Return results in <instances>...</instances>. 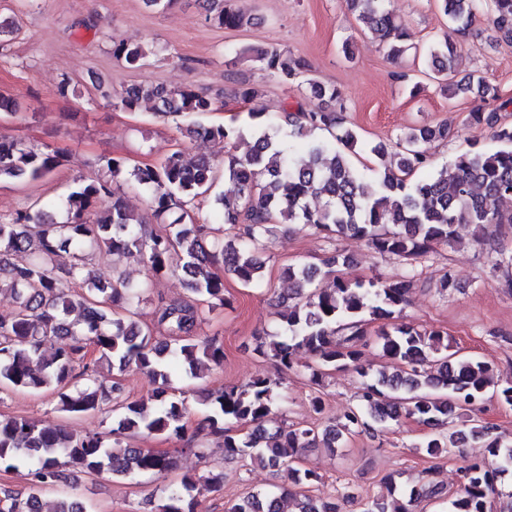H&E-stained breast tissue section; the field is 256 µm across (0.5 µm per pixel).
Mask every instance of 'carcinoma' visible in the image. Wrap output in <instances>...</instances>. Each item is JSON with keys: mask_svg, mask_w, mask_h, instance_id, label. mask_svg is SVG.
Returning <instances> with one entry per match:
<instances>
[{"mask_svg": "<svg viewBox=\"0 0 512 512\" xmlns=\"http://www.w3.org/2000/svg\"><path fill=\"white\" fill-rule=\"evenodd\" d=\"M436 2L459 41L438 40L423 51L408 43L405 25L390 0H345V6L392 60L421 51L429 76L448 95L475 88L482 101L496 103L469 114L471 123L489 127L502 143L494 152L462 154L451 169L413 179L412 174L430 164L431 144L451 136L445 124H424L397 138L392 153L383 142L371 148L381 160L393 154L395 167L384 169L368 186L348 156L336 149L338 142L351 148L359 140L357 131L331 107L338 90L309 77L311 69L288 50L260 48L251 54L260 71L309 90L327 105L285 109L274 122L263 109L253 107L252 124L243 132L224 125H182L187 114L214 111V102L189 86L131 85L112 95L113 107L126 112L146 108L169 119L187 138L239 143L249 135L245 152L224 159V179L234 185V192L215 196L218 208L209 216L196 218V209L215 187L217 170L205 156L186 158L182 148L156 164L132 166L121 157L100 158L95 171L77 180L62 223L51 213L52 205L37 202L0 215V292L8 287L16 302L12 315L0 316V391H52L58 409L71 417L110 403L118 417L116 427L105 434L77 437L64 427H41L22 417L0 415V471L23 469L30 484L25 496L3 491L0 512H41V493L67 481L70 469L117 477H163L172 472L176 461L169 455L130 446L128 440L140 435H173L185 450L196 451L199 428L189 423L187 401L173 386V377L198 378L204 360L223 366V346L195 330L207 314L228 304L224 275L245 288L258 284L263 269L259 253L268 248L275 225L288 222L362 239L380 255L412 263L438 245L455 242L461 224L480 231L478 244L488 227L512 224V125H501L498 118L512 100H501L498 88L477 71L464 85L451 80L460 41L470 35L480 10L487 9L495 30L512 41V0ZM203 6L206 20L221 28L240 29L254 20L235 0H203ZM112 55L137 68L147 51L138 42H121L112 46ZM284 127L288 136L305 140L302 154L291 155L283 147L278 133ZM69 157L62 148H38L0 135V181L46 178L63 171ZM126 185L145 189L144 214L136 216L128 209L122 197ZM215 223L227 225L232 237L211 238ZM88 247L140 261L150 267L152 277L137 283L122 276L108 283L96 280L84 257ZM63 253L72 254L65 267L59 262ZM339 263L347 264L348 258H327L321 268H286L294 288L288 295L284 339L273 334L255 347L280 365L281 376L255 377L205 396L214 414L203 425L223 438L224 452L247 456L272 470L286 467L295 486L278 494L251 493L231 503L226 512H341L349 494L309 496L303 488L319 483L320 477L298 467L296 459L317 443L333 448L344 435L371 430L369 418L379 424L411 419L429 427L424 447L430 455L440 448H461L470 438L484 441L501 467L491 469L477 458L462 457L460 490L448 501V512H492L499 478L512 468V439L489 423L455 430L450 419L472 410L489 393L512 406V384L498 385L489 363L454 349L441 332L396 322L408 304L413 286L409 277L366 283L335 277L332 287H317L316 275L334 274ZM179 273L186 277L188 294L159 301L149 318L142 319L144 295L160 278ZM366 316L382 322L376 342L382 355L398 364L391 375L372 377L362 365L371 340L364 328ZM53 338L64 343L44 362L42 346ZM303 354L310 358L304 368L315 384L342 366L366 378L360 406L320 432L272 424L273 401ZM103 360L111 368L107 386L97 379ZM132 364L154 383L148 402L126 393L122 373ZM433 471L429 468L420 484L393 503L376 501L364 512H416L419 503L443 494ZM221 483V477L186 473L155 512H197L199 496L218 490ZM54 512L88 510L82 500L63 496Z\"/></svg>", "mask_w": 512, "mask_h": 512, "instance_id": "carcinoma-1", "label": "carcinoma"}]
</instances>
